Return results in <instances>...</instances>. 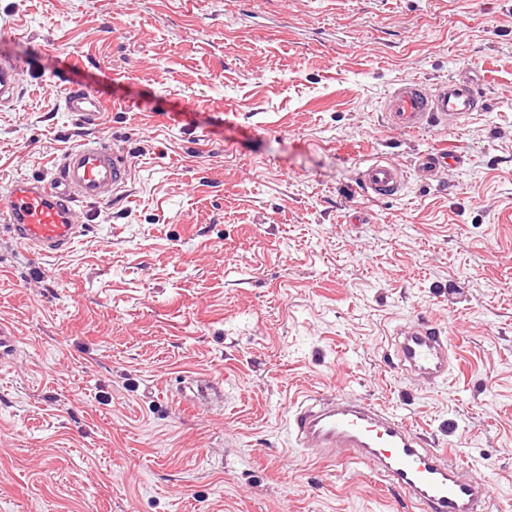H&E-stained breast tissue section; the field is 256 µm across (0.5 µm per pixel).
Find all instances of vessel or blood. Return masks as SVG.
<instances>
[{"label":"vessel or blood","mask_w":512,"mask_h":512,"mask_svg":"<svg viewBox=\"0 0 512 512\" xmlns=\"http://www.w3.org/2000/svg\"><path fill=\"white\" fill-rule=\"evenodd\" d=\"M20 68L13 58L0 57V103L19 96ZM486 104L483 83L466 71L429 96L416 84H397L385 103V122L396 131L416 132L466 120ZM65 106L89 123L103 110L98 95L78 87L67 91ZM130 178L123 152L98 139L86 140L63 154L51 180L17 181L0 198V222L38 255L62 254L81 233L74 220L76 205L109 200ZM360 186L370 197L397 196L404 175L391 162L376 160L362 169ZM393 356L401 370L434 382L447 380L452 370L448 338L429 321L419 319L400 329ZM290 432L301 448L344 449L345 459L381 475L422 512H486L488 485L480 477L458 474L454 450L425 447L419 432L373 402H356L341 393L305 397L295 406Z\"/></svg>","instance_id":"1"}]
</instances>
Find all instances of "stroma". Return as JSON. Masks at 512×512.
Returning <instances> with one entry per match:
<instances>
[{
  "instance_id": "35a3bbf8",
  "label": "stroma",
  "mask_w": 512,
  "mask_h": 512,
  "mask_svg": "<svg viewBox=\"0 0 512 512\" xmlns=\"http://www.w3.org/2000/svg\"><path fill=\"white\" fill-rule=\"evenodd\" d=\"M1 54L24 92L0 196L92 138L132 175L78 204L61 255L0 223V512H418L289 436L298 399L336 391L456 449L512 512V0H0ZM468 66L488 110L387 127L396 84ZM435 150L462 162L421 175ZM378 157L401 195L361 193ZM420 318L445 382L387 358ZM65 106L68 112H75L85 122L93 123L98 120L103 110L102 99L86 88H70L65 96Z\"/></svg>"
}]
</instances>
